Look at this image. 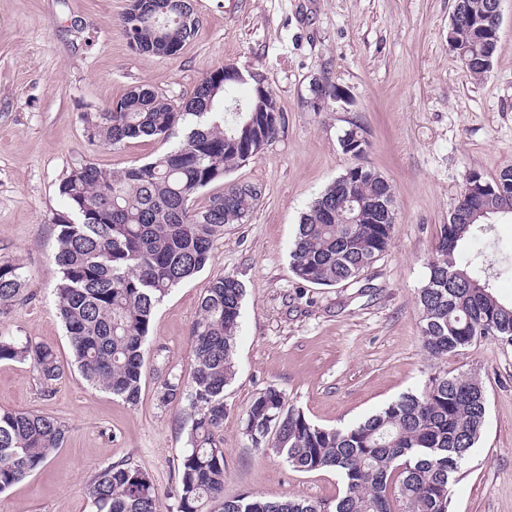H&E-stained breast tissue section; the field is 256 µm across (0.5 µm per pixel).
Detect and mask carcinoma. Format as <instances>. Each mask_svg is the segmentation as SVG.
Returning a JSON list of instances; mask_svg holds the SVG:
<instances>
[{
    "instance_id": "obj_1",
    "label": "carcinoma",
    "mask_w": 512,
    "mask_h": 512,
    "mask_svg": "<svg viewBox=\"0 0 512 512\" xmlns=\"http://www.w3.org/2000/svg\"><path fill=\"white\" fill-rule=\"evenodd\" d=\"M189 0H130L121 25L131 49L172 57L197 34L184 21ZM472 22L455 27L453 52L476 80L490 67L479 63L486 35L485 0H463ZM205 73L177 110L165 96L133 90L102 112L81 115L88 141L119 148L154 137L178 142L149 161L104 171L85 161L60 183L68 212L56 218L54 261L59 316L74 364L84 380L130 406L138 405L146 343L156 307L169 292L200 272L214 239L242 224L261 197L249 183L234 184L195 205L201 191L275 139L282 111L271 90L253 89L246 100L221 102L235 81ZM486 215L456 210L457 223L440 230L435 256L419 291L422 344L439 360L481 339L512 343V304L493 293L491 261L482 254L465 265L458 256L476 231L512 207V167L489 180ZM391 186L366 165L338 177L301 216L290 268L320 286L359 284L392 241V224H349V206L362 207ZM22 266L0 261V314L23 296ZM242 284L232 275L214 279L190 327L194 370L183 380L167 367L157 375V406L185 402L186 448L177 464L180 495L175 512H448L453 475L479 440L486 393L471 373L435 371L423 387L343 428L313 423L269 387L250 402L243 433L254 448H272L299 471L333 469L343 490L332 500L267 499L246 493L224 498V390L235 376ZM0 362H28L43 391L65 374L48 345L0 336ZM68 428L31 411L0 410V494L42 470L64 446ZM91 512H161L150 475L125 461L112 463L88 482Z\"/></svg>"
}]
</instances>
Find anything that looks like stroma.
I'll return each mask as SVG.
<instances>
[{"mask_svg": "<svg viewBox=\"0 0 512 512\" xmlns=\"http://www.w3.org/2000/svg\"><path fill=\"white\" fill-rule=\"evenodd\" d=\"M128 0H0V261L20 263L32 298L0 314V335L52 346L68 366L52 394L32 367L0 363V409L59 418L67 440L46 466L0 495V512H90L86 485L128 461L147 470L164 512L175 506L184 450L183 406L158 407L156 371L190 377V325L210 282L231 274L245 288L235 355L224 393V495L330 500L333 470L301 472L241 430L253 397L273 386L316 424L342 428L430 373L472 372L486 390V423L452 484L448 512H512V344L485 340L431 360L422 346L418 292L442 224L467 173L494 177L512 166V0L501 2L493 66L480 80L448 44L455 0H192L195 38L174 57L132 51L119 25ZM231 64L264 77L282 111L277 139L210 193L251 183L261 198L248 222L227 227L206 267L155 310L142 393L132 407L91 387L72 367L59 318L54 219L67 203L59 185L78 163L119 170L165 151L157 139L112 148L86 138L81 113L100 112L147 88L181 107L206 72ZM330 83L345 100L317 107ZM359 128L361 159L340 138ZM361 162L394 192L387 253L368 271V290L299 281L290 251L311 202ZM489 251L494 292L512 300V218L498 217L461 252Z\"/></svg>", "mask_w": 512, "mask_h": 512, "instance_id": "35a3bbf8", "label": "stroma"}]
</instances>
